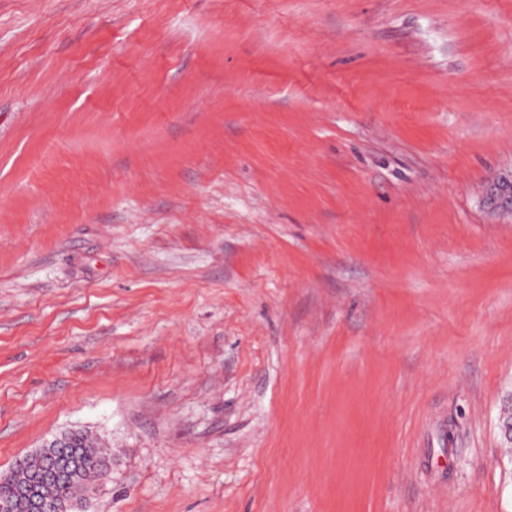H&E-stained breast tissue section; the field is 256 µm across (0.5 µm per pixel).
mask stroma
<instances>
[{"label": "stroma", "instance_id": "1", "mask_svg": "<svg viewBox=\"0 0 512 512\" xmlns=\"http://www.w3.org/2000/svg\"><path fill=\"white\" fill-rule=\"evenodd\" d=\"M512 0H0V475L89 512H512ZM482 204L488 210L512 214V171L502 172L487 179ZM67 434L71 439L68 444L69 448H64L68 442V436L62 434L40 449L44 454L48 453L51 448L55 450L50 456L54 464L32 476H20L17 469L10 470L5 476L1 475V480L9 479L14 486L13 497L10 501L0 502L1 512H48L45 500L53 503L68 500L55 504L53 512H86L82 508L85 498L74 500L79 499L82 492L93 485L100 475L99 484H104L111 479L110 467L101 474L102 467L109 464L110 456L99 439L88 431L75 429ZM61 448L69 456L85 460L88 466L74 479L54 482L45 486L43 489L44 500L39 494V487L43 483L67 477L72 478L75 472V469L62 462Z\"/></svg>", "mask_w": 512, "mask_h": 512}]
</instances>
